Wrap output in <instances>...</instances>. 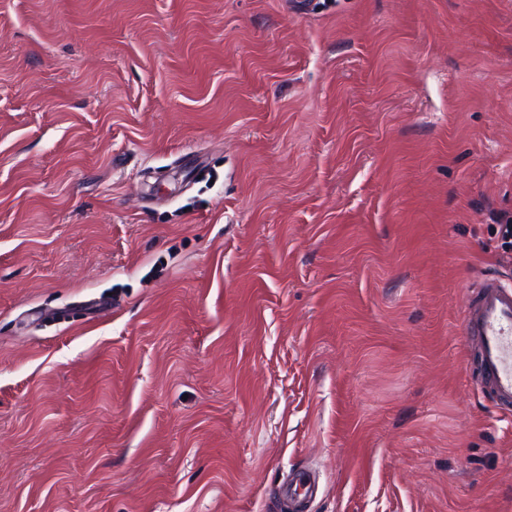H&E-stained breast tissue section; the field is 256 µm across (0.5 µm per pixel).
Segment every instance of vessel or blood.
I'll list each match as a JSON object with an SVG mask.
<instances>
[{"instance_id": "1", "label": "vessel or blood", "mask_w": 512, "mask_h": 512, "mask_svg": "<svg viewBox=\"0 0 512 512\" xmlns=\"http://www.w3.org/2000/svg\"><path fill=\"white\" fill-rule=\"evenodd\" d=\"M466 337L476 340L481 384L493 404L512 409V283L493 275L477 285L462 312Z\"/></svg>"}]
</instances>
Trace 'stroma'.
<instances>
[{"label":"stroma","instance_id":"obj_1","mask_svg":"<svg viewBox=\"0 0 512 512\" xmlns=\"http://www.w3.org/2000/svg\"><path fill=\"white\" fill-rule=\"evenodd\" d=\"M502 214L512 0H0V512H512ZM462 311L464 346L476 339L482 388L493 404L512 409V283L487 275Z\"/></svg>","mask_w":512,"mask_h":512}]
</instances>
